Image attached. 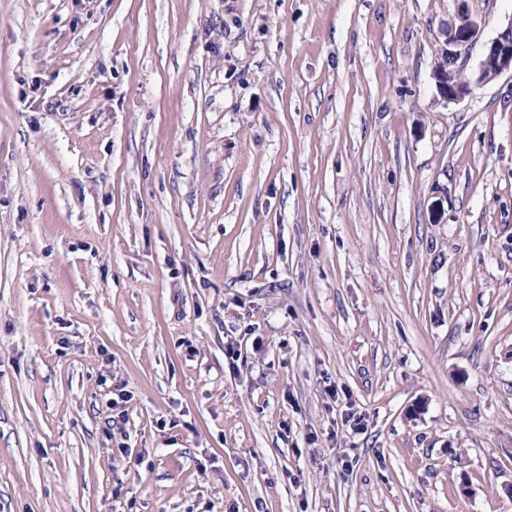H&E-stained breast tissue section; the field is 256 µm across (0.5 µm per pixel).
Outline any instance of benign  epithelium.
I'll return each mask as SVG.
<instances>
[{"instance_id":"obj_1","label":"benign epithelium","mask_w":512,"mask_h":512,"mask_svg":"<svg viewBox=\"0 0 512 512\" xmlns=\"http://www.w3.org/2000/svg\"><path fill=\"white\" fill-rule=\"evenodd\" d=\"M478 34L477 24L465 17L461 23L444 33L441 55L448 58L444 66L436 65L432 79L438 94L446 102H458L472 95L478 85L488 83L506 72L512 73V22L501 29L486 46L478 72L463 80L467 69V51Z\"/></svg>"}]
</instances>
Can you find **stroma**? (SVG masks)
I'll use <instances>...</instances> for the list:
<instances>
[{"instance_id":"1","label":"stroma","mask_w":512,"mask_h":512,"mask_svg":"<svg viewBox=\"0 0 512 512\" xmlns=\"http://www.w3.org/2000/svg\"><path fill=\"white\" fill-rule=\"evenodd\" d=\"M465 13L473 72L512 0H0V512H512ZM477 34V24L467 17L444 33L441 55L448 58V63L439 66L438 59L432 70V79L438 94L447 103L461 101L472 95L475 86L491 82L506 72L512 73L511 21L486 46L477 75H471L466 80L460 78V74L467 69V51Z\"/></svg>"}]
</instances>
